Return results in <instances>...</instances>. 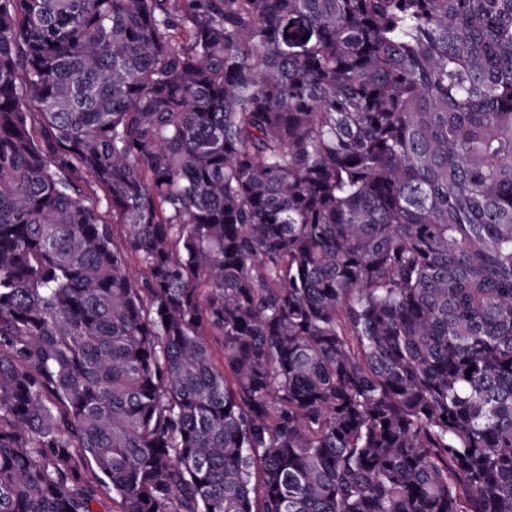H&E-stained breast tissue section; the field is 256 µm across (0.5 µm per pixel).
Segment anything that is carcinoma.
<instances>
[{
    "mask_svg": "<svg viewBox=\"0 0 512 512\" xmlns=\"http://www.w3.org/2000/svg\"><path fill=\"white\" fill-rule=\"evenodd\" d=\"M104 497L512 512V0H0V512Z\"/></svg>",
    "mask_w": 512,
    "mask_h": 512,
    "instance_id": "1",
    "label": "carcinoma"
}]
</instances>
